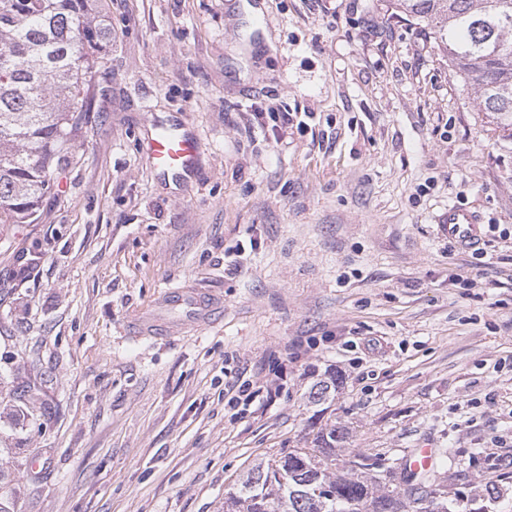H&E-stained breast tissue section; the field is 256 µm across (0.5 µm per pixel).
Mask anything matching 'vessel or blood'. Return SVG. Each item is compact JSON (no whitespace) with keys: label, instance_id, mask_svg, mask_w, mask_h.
<instances>
[{"label":"vessel or blood","instance_id":"1","mask_svg":"<svg viewBox=\"0 0 512 512\" xmlns=\"http://www.w3.org/2000/svg\"><path fill=\"white\" fill-rule=\"evenodd\" d=\"M145 149L160 176L184 181L199 170V139L181 124L155 120ZM485 234V227L477 216L460 206L449 207L436 226L438 239L461 251L477 249ZM218 304L215 295L174 288L163 294L155 310L135 317L132 326L138 334L152 338L194 331L211 321Z\"/></svg>","mask_w":512,"mask_h":512}]
</instances>
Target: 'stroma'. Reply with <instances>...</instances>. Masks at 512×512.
Listing matches in <instances>:
<instances>
[{
    "label": "stroma",
    "mask_w": 512,
    "mask_h": 512,
    "mask_svg": "<svg viewBox=\"0 0 512 512\" xmlns=\"http://www.w3.org/2000/svg\"><path fill=\"white\" fill-rule=\"evenodd\" d=\"M102 2L74 156L0 224V512H224L334 421L381 481L427 445L448 512H512V143L431 29L392 0H265L261 29L246 0ZM159 116L199 132L196 177L152 168ZM451 204L479 251L436 237ZM176 287L220 316L133 337ZM340 382L341 378L336 375V372L324 374L323 378L318 379L311 386L307 396L309 404L314 406L324 404L332 393H336V388L339 387Z\"/></svg>",
    "instance_id": "1"
}]
</instances>
